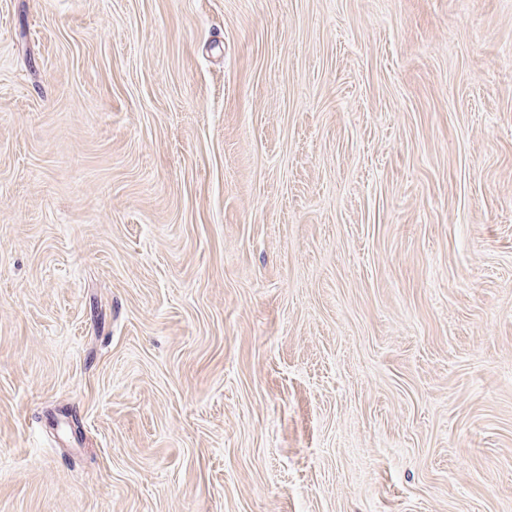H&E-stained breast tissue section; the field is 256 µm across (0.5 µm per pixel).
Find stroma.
I'll use <instances>...</instances> for the list:
<instances>
[{
    "mask_svg": "<svg viewBox=\"0 0 512 512\" xmlns=\"http://www.w3.org/2000/svg\"><path fill=\"white\" fill-rule=\"evenodd\" d=\"M0 512H512V0H0Z\"/></svg>",
    "mask_w": 512,
    "mask_h": 512,
    "instance_id": "obj_1",
    "label": "stroma"
}]
</instances>
